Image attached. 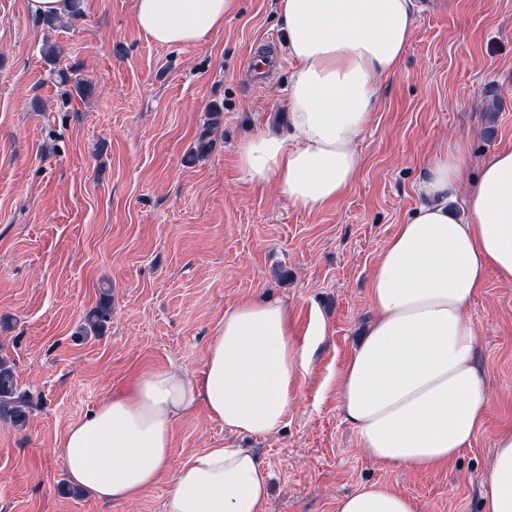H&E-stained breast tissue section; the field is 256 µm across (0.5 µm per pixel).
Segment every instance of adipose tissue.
<instances>
[{"instance_id": "1", "label": "adipose tissue", "mask_w": 512, "mask_h": 512, "mask_svg": "<svg viewBox=\"0 0 512 512\" xmlns=\"http://www.w3.org/2000/svg\"><path fill=\"white\" fill-rule=\"evenodd\" d=\"M236 0H136L135 24L153 43L186 47L221 30ZM294 67L288 134L259 131L238 147L245 179L275 184L288 205L318 210L350 187L355 148L380 82L402 65L414 0H279ZM465 144L433 161L421 204L398 225L369 278L375 319L342 374L339 408L375 461L426 472L471 446L489 412L471 305L488 270L512 282V148L469 179ZM307 369L286 305L257 298L228 308L201 376L139 373L68 428L58 444L71 485L128 501L173 470L165 512H261L270 473L244 448L217 445L171 467L173 423L205 405L225 426L267 436L286 423ZM484 512H512V431L498 435L481 481ZM336 512H417L382 483L338 500Z\"/></svg>"}]
</instances>
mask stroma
<instances>
[{
    "mask_svg": "<svg viewBox=\"0 0 512 512\" xmlns=\"http://www.w3.org/2000/svg\"><path fill=\"white\" fill-rule=\"evenodd\" d=\"M83 2L52 30L24 0H0V317L10 319L0 356L31 400L25 426L0 421V512H164L168 474L130 501L65 494L57 444L139 370L199 377L225 309L247 296L286 304L309 352L286 424L248 436L197 407L173 424V464L216 445L251 450L273 475L262 512H336L370 483L418 512H482L481 477L512 428V283L488 273L471 307L491 409L450 465L419 473L368 458L338 389L373 318L371 267L419 206L427 165L462 136L476 167L512 147V0L417 12L356 143L359 174L314 211L248 183L239 166L245 138L287 122L292 63L261 88L246 73L249 54L283 33L276 0H238L223 31L187 47L150 42L135 0ZM80 82L90 94L76 93ZM206 128L210 152L190 159ZM104 300L100 335L78 336Z\"/></svg>",
    "mask_w": 512,
    "mask_h": 512,
    "instance_id": "stroma-1",
    "label": "stroma"
}]
</instances>
